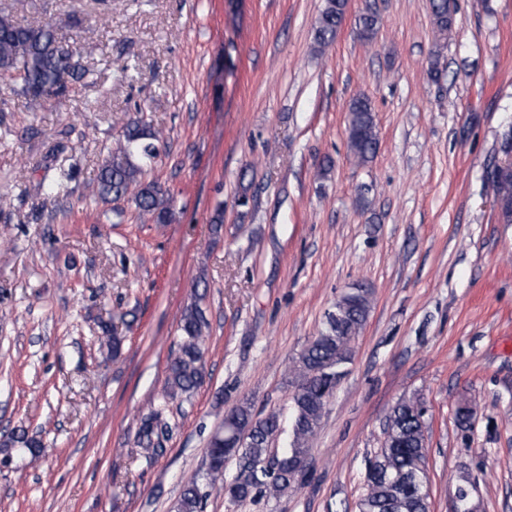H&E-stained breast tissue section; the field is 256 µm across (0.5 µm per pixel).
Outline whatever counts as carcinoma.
I'll return each instance as SVG.
<instances>
[{
    "label": "carcinoma",
    "instance_id": "obj_1",
    "mask_svg": "<svg viewBox=\"0 0 512 512\" xmlns=\"http://www.w3.org/2000/svg\"><path fill=\"white\" fill-rule=\"evenodd\" d=\"M347 0H325L315 30L321 47L336 38L345 15ZM434 24L442 33H451L454 13L448 0H430ZM379 17L366 11L358 19V34L365 41L375 39ZM97 47L87 43L73 48L62 40L50 22L34 24L10 13L0 12V77L8 79L17 93L30 102L62 99L75 86L86 84L91 74L85 62L95 59ZM347 140L350 153L364 164L377 153L379 139L371 103L356 97L348 107ZM161 132L141 118L127 121L119 139V154L101 164L90 195L105 204L133 195L137 207L153 216L158 224L171 216L172 196L160 186L141 180L142 166L133 163L136 156L152 163L159 156ZM494 196L501 202V219L512 224V169L499 168L490 177ZM197 297L183 310L179 321L180 341L167 364L166 390L171 399L189 397L204 379L203 341L208 328L206 312ZM371 308V292L353 288L337 302L342 316L338 322L326 321V327L298 355L293 365L291 441L281 451L272 443L282 432L275 413L263 417L254 413L250 403L242 402L224 417L222 430L210 441L206 472L187 481L175 504L176 512H203L208 493L224 481V466L233 457L238 469L233 481L223 485L232 501L257 496L278 498L303 484L310 470L309 442L320 425L325 405L333 394L341 368L351 357L350 340L363 328ZM101 343L108 355H120L124 339L100 324ZM422 403L404 400L388 418L383 448L369 461L366 493L359 512H428V474L425 468V437L421 420ZM169 426L160 409L152 408L140 418L138 447L149 459L166 451ZM0 446L26 448L34 453L42 442L24 429L14 430Z\"/></svg>",
    "mask_w": 512,
    "mask_h": 512
}]
</instances>
